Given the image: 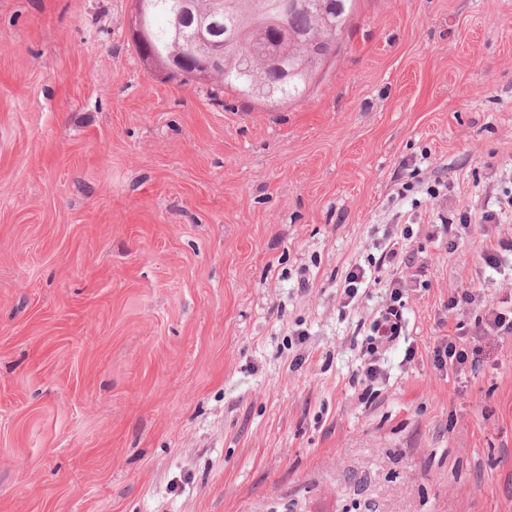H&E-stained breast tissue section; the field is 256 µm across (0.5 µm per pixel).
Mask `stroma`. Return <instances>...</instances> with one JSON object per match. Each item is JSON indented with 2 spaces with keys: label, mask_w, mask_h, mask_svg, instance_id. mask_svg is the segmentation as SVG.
<instances>
[{
  "label": "stroma",
  "mask_w": 512,
  "mask_h": 512,
  "mask_svg": "<svg viewBox=\"0 0 512 512\" xmlns=\"http://www.w3.org/2000/svg\"><path fill=\"white\" fill-rule=\"evenodd\" d=\"M132 10L0 0V512H512V335L432 357L449 294L512 300L432 233L512 186V0H356L290 101L167 78ZM394 224L369 401L385 290L338 287ZM411 237L409 227L397 228L389 244L385 247L378 259L371 262L366 268L361 263H355L347 271L341 290V303L343 307L353 308L358 302L361 290L371 288L382 282V273L392 268V276L395 269L410 266L414 260V253L407 250L406 241ZM385 286L390 290L389 298L372 317L361 346L360 383L365 385L366 391L386 380L383 356L397 342L403 331L405 296L408 295V289L397 277L387 280Z\"/></svg>",
  "instance_id": "stroma-1"
}]
</instances>
